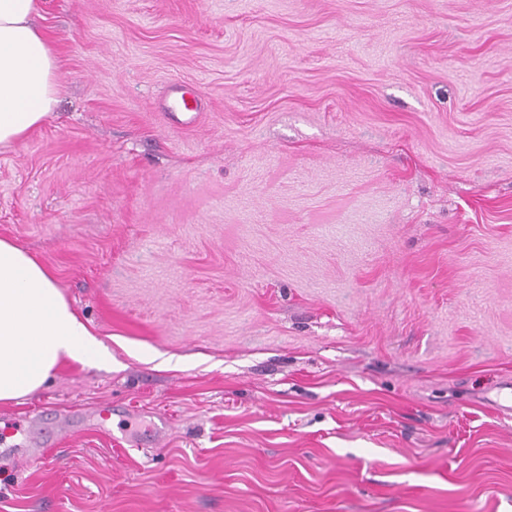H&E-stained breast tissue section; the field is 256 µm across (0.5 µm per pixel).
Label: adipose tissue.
<instances>
[{
    "instance_id": "1",
    "label": "adipose tissue",
    "mask_w": 512,
    "mask_h": 512,
    "mask_svg": "<svg viewBox=\"0 0 512 512\" xmlns=\"http://www.w3.org/2000/svg\"><path fill=\"white\" fill-rule=\"evenodd\" d=\"M41 0H0V146L23 142L55 112L58 65L36 23ZM110 354L60 291L53 272L0 239V403L28 397L71 360L97 366Z\"/></svg>"
}]
</instances>
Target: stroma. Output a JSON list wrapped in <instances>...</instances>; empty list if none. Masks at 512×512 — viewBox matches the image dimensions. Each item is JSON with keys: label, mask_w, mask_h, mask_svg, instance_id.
<instances>
[{"label": "stroma", "mask_w": 512, "mask_h": 512, "mask_svg": "<svg viewBox=\"0 0 512 512\" xmlns=\"http://www.w3.org/2000/svg\"><path fill=\"white\" fill-rule=\"evenodd\" d=\"M0 237L108 348L0 437V512H512V0H43ZM187 112H170L174 86Z\"/></svg>", "instance_id": "35a3bbf8"}]
</instances>
